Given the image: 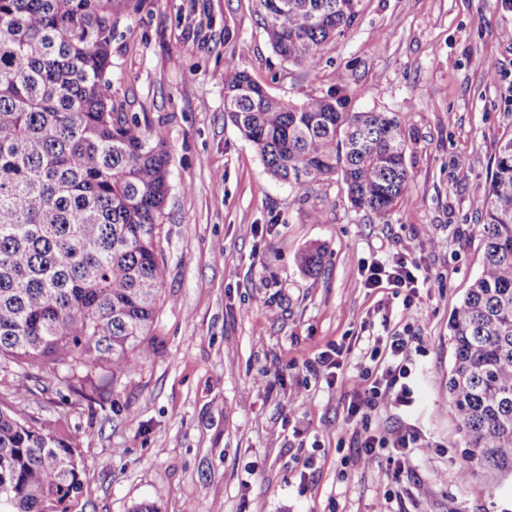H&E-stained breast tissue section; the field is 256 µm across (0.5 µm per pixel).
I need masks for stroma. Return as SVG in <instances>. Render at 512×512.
<instances>
[{
    "mask_svg": "<svg viewBox=\"0 0 512 512\" xmlns=\"http://www.w3.org/2000/svg\"><path fill=\"white\" fill-rule=\"evenodd\" d=\"M252 0H132L116 18L112 98L163 126L168 267L155 353L103 401L0 374L29 412L76 434L86 485L71 512H512V476L452 479L464 440L448 398V319L483 261L482 201L512 135V8L502 0H360L318 69L283 62ZM301 102L341 88L353 111L396 112L411 178L387 222L334 177L298 190L267 173L224 114L226 62ZM324 245L320 272L297 264ZM409 256L426 281L369 288L363 265ZM411 336L410 403L372 410L387 444L359 459L347 407L372 347ZM424 440L401 459L392 441Z\"/></svg>",
    "mask_w": 512,
    "mask_h": 512,
    "instance_id": "35a3bbf8",
    "label": "stroma"
}]
</instances>
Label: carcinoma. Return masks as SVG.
<instances>
[{"label":"carcinoma","instance_id":"obj_1","mask_svg":"<svg viewBox=\"0 0 512 512\" xmlns=\"http://www.w3.org/2000/svg\"><path fill=\"white\" fill-rule=\"evenodd\" d=\"M282 60L309 70L357 16L359 0H254ZM126 0H0V372L52 365L74 388L150 359L167 276L159 217L168 195L164 132L112 100L114 15ZM224 112L269 175L292 188L339 176L381 223L403 198L411 134L394 112H353L336 88L294 103L224 66ZM481 270L448 320L451 404L464 482L478 467L512 475V137L482 203ZM325 249L300 253L318 272ZM0 395V499L10 512H67L86 473L77 437Z\"/></svg>","mask_w":512,"mask_h":512}]
</instances>
